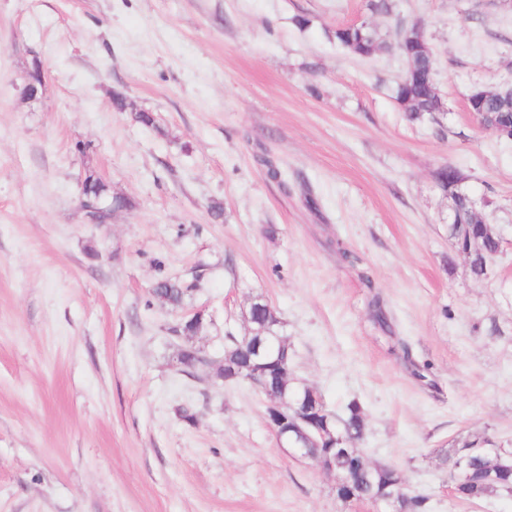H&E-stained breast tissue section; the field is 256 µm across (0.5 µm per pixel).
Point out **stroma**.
<instances>
[{
  "label": "stroma",
  "instance_id": "35a3bbf8",
  "mask_svg": "<svg viewBox=\"0 0 512 512\" xmlns=\"http://www.w3.org/2000/svg\"><path fill=\"white\" fill-rule=\"evenodd\" d=\"M390 3L0 0V512H370L278 445L250 385L176 367L185 312L220 361L258 297L292 378L359 404L369 463L428 512H512L452 498L443 459L512 448V142L467 109L512 87V0ZM401 22L432 48L440 123L395 101L404 57L332 36ZM448 165L503 239L483 279L448 236ZM89 168L129 202L105 224L79 207ZM164 277L194 283L182 307L151 301Z\"/></svg>",
  "mask_w": 512,
  "mask_h": 512
}]
</instances>
